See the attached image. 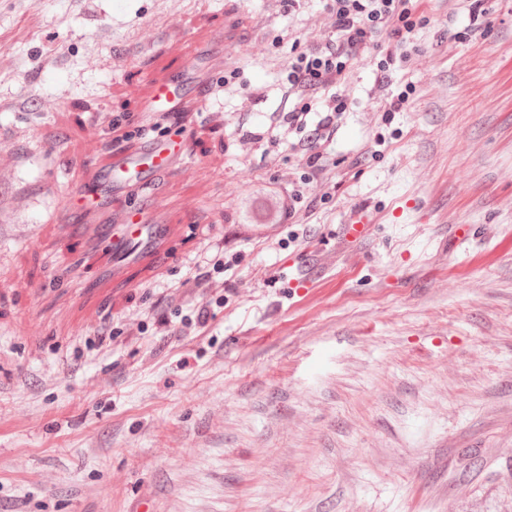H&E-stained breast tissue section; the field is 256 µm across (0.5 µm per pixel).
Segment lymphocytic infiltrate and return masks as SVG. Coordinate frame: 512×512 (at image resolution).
Segmentation results:
<instances>
[{"label": "lymphocytic infiltrate", "mask_w": 512, "mask_h": 512, "mask_svg": "<svg viewBox=\"0 0 512 512\" xmlns=\"http://www.w3.org/2000/svg\"><path fill=\"white\" fill-rule=\"evenodd\" d=\"M333 16L332 31L313 42L292 62L287 81L291 89L315 93L320 110L293 107L281 113V134L270 136L269 144H287L300 153L305 168L298 185L282 189L279 180L268 179L264 188L278 198L283 220H294L304 189L312 184L320 170L323 147L331 140L345 107L335 88L344 78L351 62L379 51L382 40H407L428 25L426 17L416 15L414 0H325Z\"/></svg>", "instance_id": "1"}]
</instances>
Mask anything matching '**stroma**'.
<instances>
[{"instance_id": "1", "label": "stroma", "mask_w": 512, "mask_h": 512, "mask_svg": "<svg viewBox=\"0 0 512 512\" xmlns=\"http://www.w3.org/2000/svg\"><path fill=\"white\" fill-rule=\"evenodd\" d=\"M469 5L417 0L389 79L353 62L315 202L270 227L239 203L300 158L243 138L298 104L320 0H0V512H512V0ZM153 138L186 149L150 188L174 258L101 301L55 218Z\"/></svg>"}]
</instances>
